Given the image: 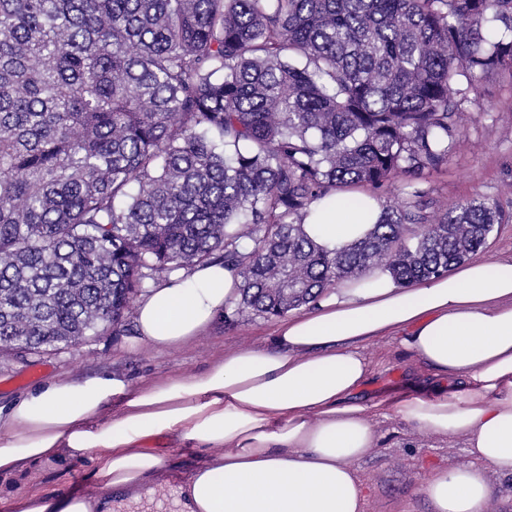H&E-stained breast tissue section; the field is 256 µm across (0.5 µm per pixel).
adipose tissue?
Wrapping results in <instances>:
<instances>
[{
	"label": "adipose tissue",
	"instance_id": "1",
	"mask_svg": "<svg viewBox=\"0 0 512 512\" xmlns=\"http://www.w3.org/2000/svg\"><path fill=\"white\" fill-rule=\"evenodd\" d=\"M358 200L318 201L305 233L329 252L364 240L382 209L371 195ZM238 285L217 263L172 274L137 304L139 341L184 346L232 306ZM387 336L420 373L383 405L419 432L464 437L473 457L431 469L422 494L432 512H484L487 471L512 477V257H475L409 285L370 270L282 319L266 343L159 384L109 373L48 381L0 408V502L10 512H128L153 501L161 479L175 512H363L354 465L377 432L374 405L358 398L373 371L361 346ZM160 436L162 452L148 445ZM187 448L189 472L163 474L165 457ZM86 458L98 494L27 482L43 464Z\"/></svg>",
	"mask_w": 512,
	"mask_h": 512
}]
</instances>
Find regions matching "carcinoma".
I'll list each match as a JSON object with an SVG mask.
<instances>
[{
  "instance_id": "obj_1",
  "label": "carcinoma",
  "mask_w": 512,
  "mask_h": 512,
  "mask_svg": "<svg viewBox=\"0 0 512 512\" xmlns=\"http://www.w3.org/2000/svg\"><path fill=\"white\" fill-rule=\"evenodd\" d=\"M505 71L512 0H0V353L116 330L207 263L240 278L229 324L376 266L447 272L512 215L416 189L335 252L302 224L440 169Z\"/></svg>"
}]
</instances>
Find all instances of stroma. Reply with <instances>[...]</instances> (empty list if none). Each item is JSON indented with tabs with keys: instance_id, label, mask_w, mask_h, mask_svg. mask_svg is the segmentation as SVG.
Instances as JSON below:
<instances>
[{
	"instance_id": "35a3bbf8",
	"label": "stroma",
	"mask_w": 512,
	"mask_h": 512,
	"mask_svg": "<svg viewBox=\"0 0 512 512\" xmlns=\"http://www.w3.org/2000/svg\"><path fill=\"white\" fill-rule=\"evenodd\" d=\"M480 86L484 95L479 106L462 115L465 145L449 153L440 171L402 179L378 191L381 205L400 204L415 187L433 207L445 201L485 199L512 217V75L489 77ZM275 325L272 319L243 317L228 328L219 317L198 339L174 351H159L139 342L129 322L120 331H106L65 349L0 355V405L51 379H84L111 372L142 383L196 372L224 351L263 342ZM362 351L374 372L360 392L361 400L373 401L408 380L413 362L397 339L364 344ZM373 423L377 444L355 465L369 488L365 512H431L418 492L422 465L451 468L467 462L462 439L416 432L390 410L375 413ZM91 468L87 459L47 464L33 472L29 482L48 491H83Z\"/></svg>"
}]
</instances>
